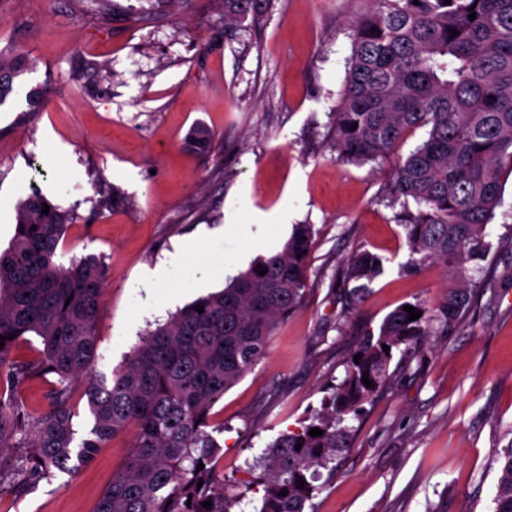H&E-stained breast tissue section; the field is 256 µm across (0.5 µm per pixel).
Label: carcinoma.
<instances>
[{
    "label": "carcinoma",
    "mask_w": 512,
    "mask_h": 512,
    "mask_svg": "<svg viewBox=\"0 0 512 512\" xmlns=\"http://www.w3.org/2000/svg\"><path fill=\"white\" fill-rule=\"evenodd\" d=\"M378 2L354 25L331 147L347 162L375 161L407 132L426 129L425 139L399 160L389 195L402 204L408 265L440 264L452 286L436 311L414 303L422 315L410 321L400 306L377 331L363 334L356 349L361 359L350 362L310 423L299 433L281 434L267 448L262 474L255 478L263 487L255 512H305L317 490L318 468L335 471L350 446L347 417L359 415L389 383L393 353L424 341L434 322L452 329L469 309L475 285L466 272L480 266L492 248L486 228L500 204L503 179L512 175V0ZM270 6L271 0H224V25L256 22ZM453 30L459 35L451 36ZM28 66L22 53H0V105ZM411 201L417 210H410ZM68 226L65 212L40 194L30 195L20 200L13 239L0 251V374L6 373L13 390L47 375L58 380L50 407L35 413L0 393V452L21 449V464L0 463V485L7 479L17 489L30 479L74 472L116 434L131 429L133 444L94 512H232L237 501L224 495V477L211 466L224 432V425L212 423L211 411L265 355L280 322L301 305L311 225H295L282 249L150 331L108 385L90 381L89 371L109 273L91 256L67 265L59 261ZM386 263L368 250L349 258L347 306L357 305ZM261 268L266 274H259ZM30 334L41 339L40 357L10 362L15 340ZM365 372L370 387L362 382ZM82 384L92 426L78 442L72 395ZM312 428L323 435H309ZM496 462L494 512H512V444L497 452ZM284 489L288 494L282 496ZM208 500L207 509L202 502Z\"/></svg>",
    "instance_id": "1"
}]
</instances>
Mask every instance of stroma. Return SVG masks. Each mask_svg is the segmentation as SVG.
I'll return each mask as SVG.
<instances>
[{"mask_svg":"<svg viewBox=\"0 0 512 512\" xmlns=\"http://www.w3.org/2000/svg\"><path fill=\"white\" fill-rule=\"evenodd\" d=\"M111 18L78 0H0V50L31 65L0 105V248L20 199L48 195L73 217L61 261L93 256L111 273L95 324L92 380H111L141 338L282 248L294 225L313 227L308 290L268 351L213 408L224 424V489L251 512L247 465L284 432H300L339 384L363 332L410 302L437 309L450 280L428 263L407 268L406 231L387 196L399 158L425 136L408 133L386 158L342 161L330 148L358 17L375 0H274L260 23L225 27L208 0H115ZM146 21H139V14ZM37 89L41 111L25 96ZM214 136L209 152L189 141ZM288 207L264 251L247 237L192 246L229 208L243 222ZM491 251L473 303L451 330L432 325L424 346L394 355L390 383L353 420L336 471L320 470L311 512H493L498 448L512 442V177L487 226ZM388 258L350 311L343 271L356 251ZM178 302L148 299L147 275L174 253ZM131 433L115 436L77 475L0 492V512H93L122 465Z\"/></svg>","mask_w":512,"mask_h":512,"instance_id":"stroma-1","label":"stroma"}]
</instances>
